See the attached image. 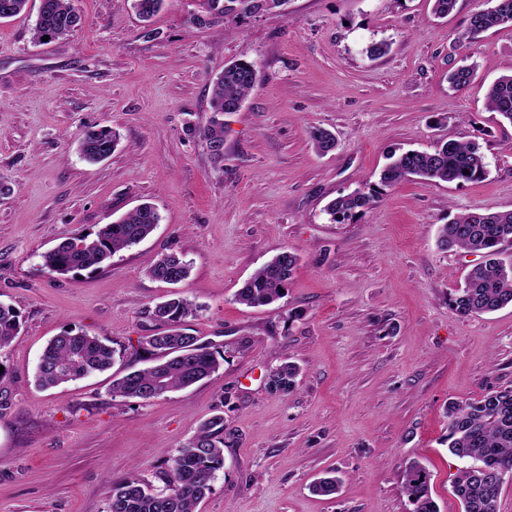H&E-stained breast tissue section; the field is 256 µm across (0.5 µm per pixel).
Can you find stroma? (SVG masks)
Masks as SVG:
<instances>
[{"label": "stroma", "instance_id": "1", "mask_svg": "<svg viewBox=\"0 0 512 512\" xmlns=\"http://www.w3.org/2000/svg\"><path fill=\"white\" fill-rule=\"evenodd\" d=\"M40 0L0 21V303L22 328L0 351V512H106L113 482L134 474L164 487L171 458L213 414L232 436L199 512H409V461L431 474L440 512H461L462 462L445 442L452 400L512 387V306L458 316L448 297L476 255L437 243L439 225L469 211L512 209V124L485 107L512 74V27L473 36L478 0L448 17L431 0H288L284 10L193 28L204 0H166L145 22L131 0H74L70 36L32 38ZM389 52L371 59L366 46ZM237 58L262 80L224 116V158L200 132L210 80ZM478 66L464 89L448 73ZM120 133L112 154H80L87 128ZM336 137L328 154L309 139ZM478 143L479 182L410 179L345 224L324 208L377 182L391 151L439 140ZM143 203L161 221L109 265L65 275L45 253ZM299 262L286 295L264 307L234 294L284 250ZM191 264L178 292L199 305L187 331L220 351L212 379L151 401L112 396L114 378L148 366L141 339L170 291L150 263ZM68 329L116 351L106 372L43 390L35 369ZM301 372L288 394L267 373ZM334 471L335 495L313 493ZM300 367L293 362H285L272 369L267 378V386L271 391L288 393L296 386Z\"/></svg>", "mask_w": 512, "mask_h": 512}]
</instances>
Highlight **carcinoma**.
Here are the masks:
<instances>
[{"label":"carcinoma","instance_id":"obj_1","mask_svg":"<svg viewBox=\"0 0 512 512\" xmlns=\"http://www.w3.org/2000/svg\"><path fill=\"white\" fill-rule=\"evenodd\" d=\"M166 0H133L135 12L150 20ZM288 0H205L204 10L190 16L194 26L208 27L227 17H247L261 10L282 7ZM470 16L468 32L478 35L491 29L512 26V0H487ZM28 0H0V21L27 10ZM80 16L73 0H40L33 39L58 40L71 35ZM475 65L462 64L448 73L449 88L458 91L472 81ZM261 71L253 61L232 60L211 80L209 124L201 131L211 155L224 157V114L238 111L260 81ZM486 106L512 124V74L503 75L490 85ZM314 148L327 154L336 148L332 132L322 127L310 131ZM117 133L105 126L84 132L80 152L89 162H99L112 154ZM488 164L478 144L445 141L431 152L393 153L380 174L379 183L341 195L328 203L329 221L343 224L369 209L383 188L393 187L410 177L444 183L475 182L487 174ZM160 223V215L150 204H142L121 220L105 224L93 235H81L60 243L44 256L51 273L98 269L116 253L146 240ZM512 242V210L494 213L467 212L440 225L438 244L446 250L459 248L479 256L464 278V285L449 298V306L462 317L476 316L512 306V264L501 259L502 246ZM298 263V255L284 250L258 269L235 293V301L247 306L269 305L284 297L283 290ZM191 264L175 253H165L148 268L153 279L177 285L190 275ZM200 307L172 292L152 309V316L163 330L143 337L142 345L154 356V364L127 372L112 380L114 397L147 402L167 392L190 387L209 379L218 371L219 352L185 332L183 322L194 317ZM20 313L0 303V350L19 335ZM115 350L97 336L65 331L53 337L37 363L35 382L42 389L88 377L109 369ZM300 367L285 362L272 369L267 378L270 390L288 393L296 386ZM449 452L465 466L458 470L452 492L461 512H499L501 485L488 475L512 473V387L488 391L476 402H450L447 407ZM224 416L217 414L203 421L196 434L177 451L164 473L166 491L156 493L152 485L136 476L112 483L107 512H198L200 502L211 490L216 473L224 468ZM340 479L321 477L312 491L321 496L337 493ZM402 491L411 512H439L432 494L431 475L417 462L406 465Z\"/></svg>","mask_w":512,"mask_h":512}]
</instances>
